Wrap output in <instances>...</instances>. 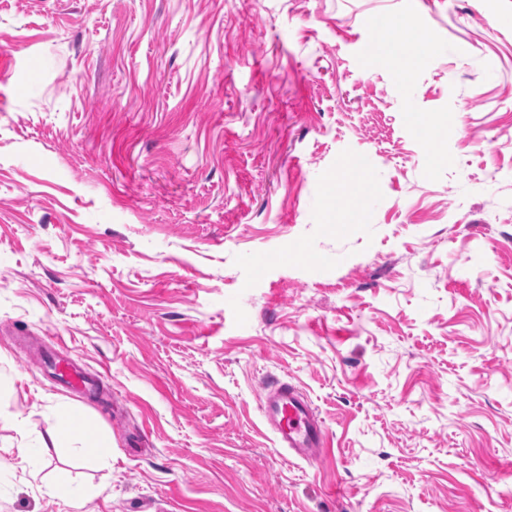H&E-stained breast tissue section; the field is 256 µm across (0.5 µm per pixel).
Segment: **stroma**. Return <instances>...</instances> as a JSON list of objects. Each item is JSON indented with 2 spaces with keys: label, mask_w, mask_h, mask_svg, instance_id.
Listing matches in <instances>:
<instances>
[{
  "label": "stroma",
  "mask_w": 512,
  "mask_h": 512,
  "mask_svg": "<svg viewBox=\"0 0 512 512\" xmlns=\"http://www.w3.org/2000/svg\"><path fill=\"white\" fill-rule=\"evenodd\" d=\"M0 512H512V0H0ZM260 408L279 444L295 455L313 460L327 446L326 431L309 398L295 385L265 387Z\"/></svg>",
  "instance_id": "stroma-1"
}]
</instances>
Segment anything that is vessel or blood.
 Listing matches in <instances>:
<instances>
[{
	"mask_svg": "<svg viewBox=\"0 0 512 512\" xmlns=\"http://www.w3.org/2000/svg\"><path fill=\"white\" fill-rule=\"evenodd\" d=\"M260 408L279 444L295 455L313 460L326 447L322 422L309 398L295 385L278 383L266 387Z\"/></svg>",
	"mask_w": 512,
	"mask_h": 512,
	"instance_id": "b4317fda",
	"label": "vessel or blood"
}]
</instances>
